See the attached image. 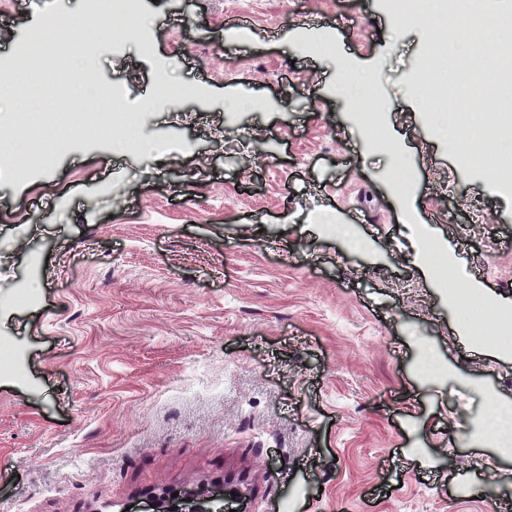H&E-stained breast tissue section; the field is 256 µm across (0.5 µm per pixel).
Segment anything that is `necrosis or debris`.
<instances>
[{"mask_svg":"<svg viewBox=\"0 0 512 512\" xmlns=\"http://www.w3.org/2000/svg\"><path fill=\"white\" fill-rule=\"evenodd\" d=\"M498 0H382L383 9L397 16L404 25H418L424 18L441 17L448 22L449 43L455 50L452 62L453 76L445 78L430 64H423L412 81L413 91L434 113L448 110L456 104L453 114L458 131L470 126L468 113L483 107L501 88L512 87V57L499 54L502 41L512 38V11L499 9ZM103 17L121 19L123 25L112 33L113 53L122 52L130 37L145 39L146 30L140 24V0H85V19L94 22ZM60 38L53 50L34 53L31 43H23L19 52L34 56L35 65L24 72H16L12 63L0 60V78L11 83L23 82L36 85L42 66L53 67L62 92L54 100L55 107L68 110L71 136L69 146L87 143L102 130L114 131L112 150L122 154H136L152 149L163 155L171 151V142L158 139L145 144L141 135L142 115L128 111V86L115 82L108 87L100 105L91 112H74L70 109L67 88L70 83L69 63L78 57L81 48L79 37L66 23H59ZM363 109L354 113L355 126L369 135L371 145L383 144L384 114L386 104L374 88L357 92ZM43 116L24 113L22 122L13 124L11 137L0 136V170L13 176L29 173L35 166L48 161L50 150L39 142L27 138L26 129L38 124ZM512 129V105H500L498 111L484 115L481 142L491 143L494 151L486 170L491 174L499 192L512 193V140L500 137L502 129ZM448 303L467 309L474 323L475 338L494 335L504 345L512 346V311L494 309L482 300L473 299L463 288H449Z\"/></svg>","mask_w":512,"mask_h":512,"instance_id":"1","label":"necrosis or debris"}]
</instances>
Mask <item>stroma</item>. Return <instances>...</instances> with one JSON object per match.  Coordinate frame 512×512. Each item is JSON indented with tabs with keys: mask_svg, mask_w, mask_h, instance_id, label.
Returning a JSON list of instances; mask_svg holds the SVG:
<instances>
[{
	"mask_svg": "<svg viewBox=\"0 0 512 512\" xmlns=\"http://www.w3.org/2000/svg\"><path fill=\"white\" fill-rule=\"evenodd\" d=\"M141 7L151 51L71 83L123 81L138 112L174 65L182 93L142 129L183 150L117 157L104 131L0 174V336L26 370L0 378V512H153L228 481L247 488L235 512H512V453L466 431L512 406V349L462 335L415 240L512 309V195L478 173L485 148L449 152L406 83L424 55L448 68L446 24L396 27L378 0ZM62 15L83 0H0V56ZM346 68L388 98V146L354 126ZM396 152L418 175L405 197ZM428 351L446 375H422Z\"/></svg>",
	"mask_w": 512,
	"mask_h": 512,
	"instance_id": "obj_1",
	"label": "stroma"
}]
</instances>
